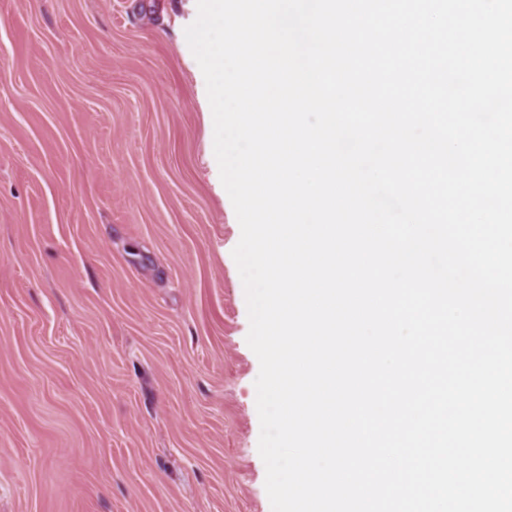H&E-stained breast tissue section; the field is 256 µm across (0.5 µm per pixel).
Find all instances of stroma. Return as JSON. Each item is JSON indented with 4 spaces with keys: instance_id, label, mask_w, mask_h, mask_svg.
Listing matches in <instances>:
<instances>
[{
    "instance_id": "1",
    "label": "stroma",
    "mask_w": 512,
    "mask_h": 512,
    "mask_svg": "<svg viewBox=\"0 0 512 512\" xmlns=\"http://www.w3.org/2000/svg\"><path fill=\"white\" fill-rule=\"evenodd\" d=\"M196 0H0V512H272Z\"/></svg>"
}]
</instances>
